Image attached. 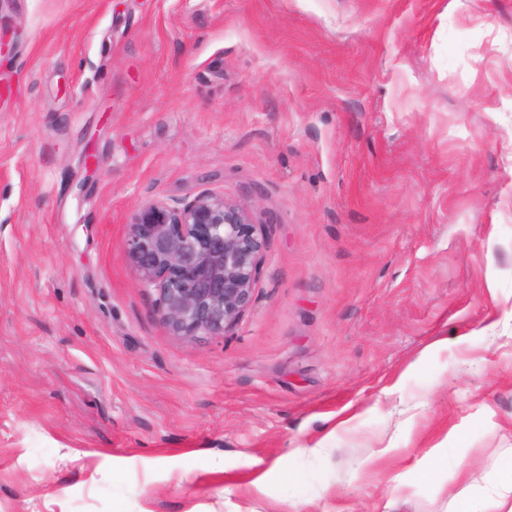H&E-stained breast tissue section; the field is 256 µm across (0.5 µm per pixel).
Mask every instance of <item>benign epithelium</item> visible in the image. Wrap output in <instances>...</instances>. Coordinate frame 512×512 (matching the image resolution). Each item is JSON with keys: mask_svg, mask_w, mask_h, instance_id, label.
Wrapping results in <instances>:
<instances>
[{"mask_svg": "<svg viewBox=\"0 0 512 512\" xmlns=\"http://www.w3.org/2000/svg\"><path fill=\"white\" fill-rule=\"evenodd\" d=\"M265 251L249 209L204 192L171 205L139 206L128 223L127 259L139 288L157 291L175 336H222L250 305Z\"/></svg>", "mask_w": 512, "mask_h": 512, "instance_id": "1", "label": "benign epithelium"}]
</instances>
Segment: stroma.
<instances>
[{
    "label": "stroma",
    "instance_id": "35a3bbf8",
    "mask_svg": "<svg viewBox=\"0 0 512 512\" xmlns=\"http://www.w3.org/2000/svg\"><path fill=\"white\" fill-rule=\"evenodd\" d=\"M0 512H478L512 484V0H0ZM209 191L221 336L126 258ZM265 240L249 209L204 192L180 205L156 199L128 223L127 259L137 287L157 291L176 336H221L250 305Z\"/></svg>",
    "mask_w": 512,
    "mask_h": 512
}]
</instances>
